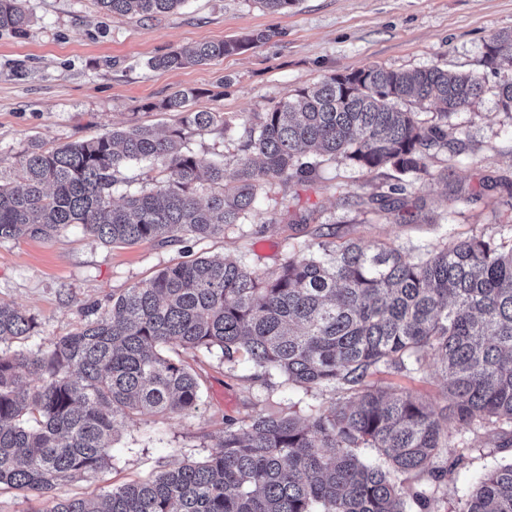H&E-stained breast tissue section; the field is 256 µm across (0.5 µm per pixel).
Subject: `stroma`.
I'll return each instance as SVG.
<instances>
[{
    "label": "stroma",
    "instance_id": "1",
    "mask_svg": "<svg viewBox=\"0 0 512 512\" xmlns=\"http://www.w3.org/2000/svg\"><path fill=\"white\" fill-rule=\"evenodd\" d=\"M29 22L23 33L0 31V162L32 140L55 147L95 137L112 125L175 123L160 110L170 93L199 90L197 111L220 112L232 125L271 109L287 93L325 78L382 66L395 70L441 68L483 76L488 90L481 105L455 115V131L465 132L473 153L440 154L432 170L447 169L448 181L418 186L435 223H398L393 216L367 211L370 195L387 191L386 174H368L340 162L323 164L313 179L285 187L263 185L258 204L245 223L203 240L188 237L167 243L141 241L109 245L81 227L52 238L0 242V302L30 316L29 339L5 349L37 351L75 333L90 320V306L112 300L166 266L199 256L226 255L247 269L271 273L297 244H314L332 233L367 248L389 244L417 256L446 241L473 235L497 236L512 220L504 189L482 188L483 180L512 179V118L497 106L498 78L483 64L485 44L494 34L512 31V0H297L285 14L265 10L258 0H187L171 12L139 18L100 11L93 0H25ZM270 32L264 43L205 65L175 71L149 68L151 59L199 42H219L252 32ZM190 148L207 160L235 168L236 138L215 128L188 136ZM481 189L479 201L451 202L447 182ZM311 212L315 222L286 223L283 213ZM177 358L201 378L202 399L189 416L144 414L119 426L112 442V466L100 480H78L69 496L90 498L157 470L208 455L224 435V422L294 413L330 405L333 389L306 391L240 357L225 361L220 350L177 351ZM378 385L413 393L434 411L446 400L433 356L420 370H381ZM464 460L448 448L436 459L445 476H398L410 503L423 492L438 512H457L458 501L476 478L512 453L493 451V431L468 433Z\"/></svg>",
    "mask_w": 512,
    "mask_h": 512
}]
</instances>
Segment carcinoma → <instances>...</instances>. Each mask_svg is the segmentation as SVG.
<instances>
[{"label": "carcinoma", "instance_id": "1", "mask_svg": "<svg viewBox=\"0 0 512 512\" xmlns=\"http://www.w3.org/2000/svg\"><path fill=\"white\" fill-rule=\"evenodd\" d=\"M186 0H97L112 14L153 16ZM28 23L24 0H0V30ZM269 38L250 33L179 48L149 62L179 70L242 53ZM500 76L499 108L512 117V32L485 45ZM483 77L438 68L374 66L329 77L287 94L238 131L242 157L199 158L191 132L229 131L217 112L194 111L196 89L171 93L160 108L175 124L114 126L102 135L47 148L34 141L0 170V241L49 239L77 224L112 244L205 238L242 224L260 182H302L320 159L395 182L369 202L399 214L415 182H448L433 172L437 154L469 149L448 138V118L477 108ZM436 104L426 125L410 105ZM164 178L112 202V188L133 163ZM33 320L0 303V344L31 336ZM218 348L248 356L306 391L349 393L302 418L255 415L229 422L199 462L162 469L95 498L66 487L94 480L112 459L119 424L145 412L187 416L198 407L199 375L170 348ZM428 354L442 371L448 400L439 413L411 393L370 381L380 368L417 366ZM490 429L512 447V246L471 237L414 258L401 249L370 250L325 237L300 245L275 273L224 257L168 266L128 288L76 333L35 352L0 350V486L52 497L49 512H406L394 474L425 472L452 432ZM379 457L366 461L361 449ZM458 512H512V461L483 474Z\"/></svg>", "mask_w": 512, "mask_h": 512}]
</instances>
